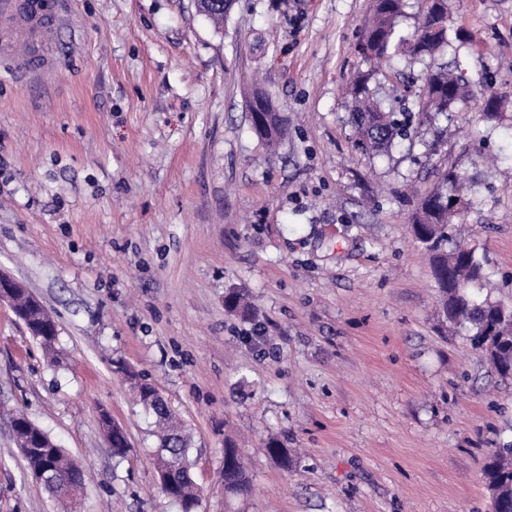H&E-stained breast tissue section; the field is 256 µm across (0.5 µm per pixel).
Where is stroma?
<instances>
[{"label":"stroma","mask_w":512,"mask_h":512,"mask_svg":"<svg viewBox=\"0 0 512 512\" xmlns=\"http://www.w3.org/2000/svg\"><path fill=\"white\" fill-rule=\"evenodd\" d=\"M48 2L62 21L35 48L0 25V272L54 314L63 362L0 305V512H57L11 450L18 413L81 464L84 512H180L130 372L191 434L197 512H493L512 378L438 313L411 219L462 175L464 240L512 306V0H452L444 50L508 101L485 120L456 104L447 137L422 126L375 159L344 95L371 0H236L219 26L196 0ZM34 53L56 67L21 78ZM258 80L289 119L273 155ZM230 288L253 319L226 312ZM228 440L253 474L234 498Z\"/></svg>","instance_id":"obj_1"}]
</instances>
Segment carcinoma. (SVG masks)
<instances>
[{
    "instance_id": "obj_1",
    "label": "carcinoma",
    "mask_w": 512,
    "mask_h": 512,
    "mask_svg": "<svg viewBox=\"0 0 512 512\" xmlns=\"http://www.w3.org/2000/svg\"><path fill=\"white\" fill-rule=\"evenodd\" d=\"M406 0H373L370 19L359 33L357 51L365 63L393 66V60L404 55L412 60L428 57L430 73L416 90L403 86V95L396 104L383 105L370 93V74L357 73L350 84L349 123L352 147L363 157L383 156L398 143L414 137L417 127L436 125L439 117L456 102L480 95L490 107L496 106L505 93L485 80L473 81L461 70L448 68L438 61V53L448 45V0H420L421 20L413 31L398 29V19L404 15ZM251 129L269 148L274 149L288 136V118L273 100L262 91H255L248 101ZM464 177L443 171L437 188L425 195L412 217L416 240L431 261L436 287L442 298L443 314L462 328L471 344L486 352L496 371L512 375V334L502 332L497 314L502 306L481 298L487 284V273L474 249L456 238V226L462 217L449 216L448 208L461 199ZM16 304L30 309L37 322L52 323L54 319L43 306L30 307V299L20 293ZM225 306L244 317L253 315V308L241 291L232 288L225 297ZM138 401L155 416V426L161 445L157 463L168 468L173 485L161 488V493L178 504L181 512H194L199 503V489L188 472L190 436L168 404H156L152 389L134 382ZM14 442L28 470L43 462L52 464L58 473L56 483L44 492L59 503H77L84 491L78 464L66 451L28 417L15 428ZM224 493L228 497L248 492L250 473L238 450L224 448ZM488 487L495 493L497 512H512V444L496 449L484 468Z\"/></svg>"
}]
</instances>
